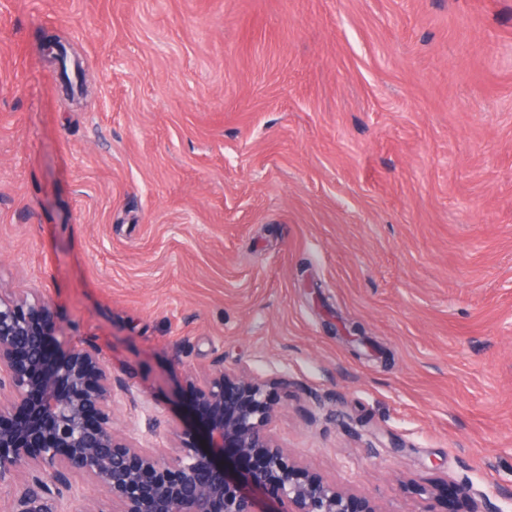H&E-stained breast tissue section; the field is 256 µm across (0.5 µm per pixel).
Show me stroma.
Here are the masks:
<instances>
[{
  "mask_svg": "<svg viewBox=\"0 0 512 512\" xmlns=\"http://www.w3.org/2000/svg\"><path fill=\"white\" fill-rule=\"evenodd\" d=\"M29 288L156 445L221 363L292 378L273 433L385 512L496 498L512 0H0V289Z\"/></svg>",
  "mask_w": 512,
  "mask_h": 512,
  "instance_id": "1",
  "label": "stroma"
}]
</instances>
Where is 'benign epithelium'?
Returning <instances> with one entry per match:
<instances>
[{
	"mask_svg": "<svg viewBox=\"0 0 512 512\" xmlns=\"http://www.w3.org/2000/svg\"><path fill=\"white\" fill-rule=\"evenodd\" d=\"M269 384L220 367L194 386L205 417L203 446L188 431L174 446L154 444L118 428L115 411L135 403L132 386L112 375L93 347H66L52 304L37 288L0 292V489L9 512H61L52 488L82 478L104 492L84 512H383L299 465L269 429L277 392ZM448 512H512V488L500 503L464 478L451 485Z\"/></svg>",
	"mask_w": 512,
	"mask_h": 512,
	"instance_id": "benign-epithelium-1",
	"label": "benign epithelium"
}]
</instances>
